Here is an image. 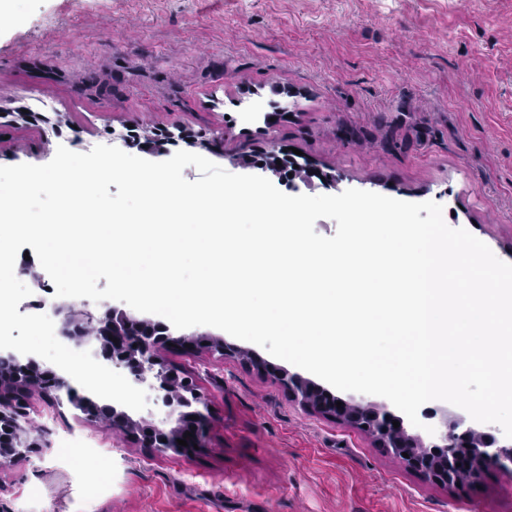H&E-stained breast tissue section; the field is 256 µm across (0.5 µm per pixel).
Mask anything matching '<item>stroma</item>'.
<instances>
[{
  "mask_svg": "<svg viewBox=\"0 0 512 512\" xmlns=\"http://www.w3.org/2000/svg\"><path fill=\"white\" fill-rule=\"evenodd\" d=\"M276 114L267 123L266 114ZM206 158L283 193L434 201L512 263V0H14L0 17V166L58 146ZM295 148L291 177L272 146ZM160 349L210 409L190 455L144 447L30 389L41 455L0 470V512H512V476L447 487L301 406L296 366L209 326ZM247 350L223 356L214 341Z\"/></svg>",
  "mask_w": 512,
  "mask_h": 512,
  "instance_id": "obj_1",
  "label": "stroma"
}]
</instances>
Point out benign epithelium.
<instances>
[{
    "label": "benign epithelium",
    "instance_id": "obj_1",
    "mask_svg": "<svg viewBox=\"0 0 512 512\" xmlns=\"http://www.w3.org/2000/svg\"><path fill=\"white\" fill-rule=\"evenodd\" d=\"M66 323L73 329L66 331L68 336H94L101 341L102 348L112 362V366L126 371L134 382L143 384L147 378L151 390L168 408L170 415L176 416V425L166 429L159 426L148 427L142 431V443L148 448L174 449L181 454H192L195 447L202 446L208 415L198 406L204 404L199 391L193 394L170 391L173 378L177 373L168 369L158 356V349L172 343L185 354L197 351L199 343L184 336H174L166 327L152 325L135 314L126 311L107 309L97 316L87 308L70 310ZM52 387L43 392L49 399L60 400V393H66L70 403L80 404V409L91 419L101 416L108 419L114 428H128L130 418L115 408H101L87 400L83 401L76 390L62 376L50 373ZM280 382L288 388L300 404L319 414L332 417L358 428L364 429L381 448L402 458L411 469L423 474L433 482L448 487L458 484L457 474L466 472L476 479L488 466L497 467L512 475V444L500 443L491 433L493 427L478 432L467 428L461 432L453 426L434 436L423 437L411 433L405 425L393 426L396 417L382 411L372 404L352 405L320 386L304 381L296 376L281 373ZM15 391L0 395V422L8 423L10 438H0V469L18 459L40 453L48 447L43 432L34 433L27 426V403L23 393L25 387L20 380L11 379ZM370 420V426L363 427L362 417ZM192 437L185 438V432ZM184 439L187 445L181 446L177 440ZM408 457H403V454Z\"/></svg>",
    "mask_w": 512,
    "mask_h": 512
}]
</instances>
